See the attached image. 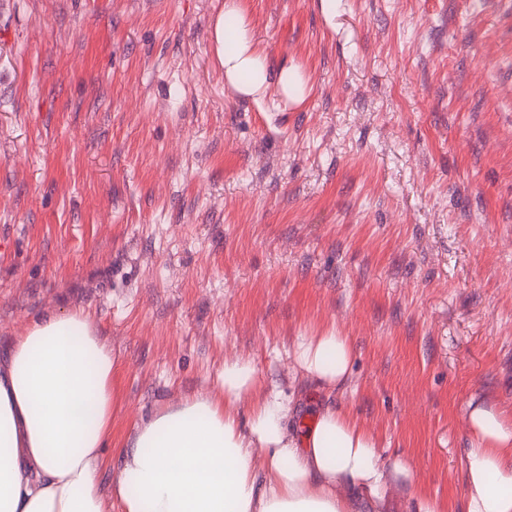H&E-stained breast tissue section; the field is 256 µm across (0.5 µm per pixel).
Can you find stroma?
Here are the masks:
<instances>
[{
    "mask_svg": "<svg viewBox=\"0 0 512 512\" xmlns=\"http://www.w3.org/2000/svg\"><path fill=\"white\" fill-rule=\"evenodd\" d=\"M303 104L238 99L224 0H0V343L82 309L112 350L102 488L161 406L253 361L348 408L461 512L466 405L512 411V0H245ZM342 327L328 396L288 357Z\"/></svg>",
    "mask_w": 512,
    "mask_h": 512,
    "instance_id": "35a3bbf8",
    "label": "stroma"
}]
</instances>
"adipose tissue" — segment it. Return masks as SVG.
<instances>
[{"label":"adipose tissue","instance_id":"1","mask_svg":"<svg viewBox=\"0 0 512 512\" xmlns=\"http://www.w3.org/2000/svg\"><path fill=\"white\" fill-rule=\"evenodd\" d=\"M212 44L240 97L304 102L308 77L297 67L271 75L242 0H224ZM352 360L349 336L333 327L293 350L295 374L328 391ZM112 366L79 310L42 317L0 348V512H380L384 488L407 472L385 468L375 437L343 410L313 412L302 433L289 427L281 391L259 387L252 362L235 357L224 362L223 395L185 397L136 427L102 495ZM468 420L462 512H512V414L478 400Z\"/></svg>","mask_w":512,"mask_h":512}]
</instances>
